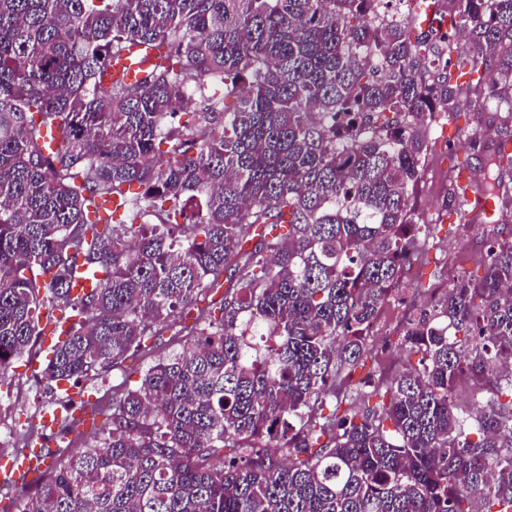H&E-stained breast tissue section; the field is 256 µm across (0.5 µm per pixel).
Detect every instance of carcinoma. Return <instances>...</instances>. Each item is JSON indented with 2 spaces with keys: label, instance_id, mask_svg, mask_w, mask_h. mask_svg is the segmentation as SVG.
Here are the masks:
<instances>
[{
  "label": "carcinoma",
  "instance_id": "1",
  "mask_svg": "<svg viewBox=\"0 0 512 512\" xmlns=\"http://www.w3.org/2000/svg\"><path fill=\"white\" fill-rule=\"evenodd\" d=\"M397 2L0 0V377L56 311L49 383L154 358L17 512H512L511 227L412 313L378 405L351 412L370 328L429 251L420 124L491 70L512 140V0H446L451 30L415 36ZM136 45L146 75L101 86ZM463 146L511 212L512 154ZM465 193L449 179L443 208ZM80 267L101 280L76 296ZM177 313L194 343L157 356ZM464 385L490 396L464 407Z\"/></svg>",
  "mask_w": 512,
  "mask_h": 512
}]
</instances>
